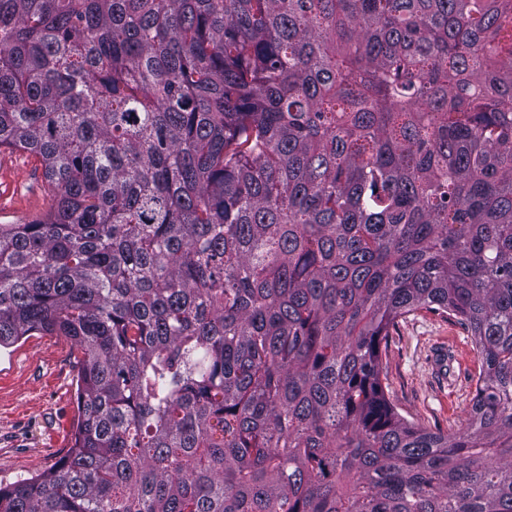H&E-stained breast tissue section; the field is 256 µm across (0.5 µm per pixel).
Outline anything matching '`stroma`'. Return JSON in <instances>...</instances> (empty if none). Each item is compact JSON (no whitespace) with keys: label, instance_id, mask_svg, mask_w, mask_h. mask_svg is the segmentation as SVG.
<instances>
[{"label":"stroma","instance_id":"stroma-1","mask_svg":"<svg viewBox=\"0 0 512 512\" xmlns=\"http://www.w3.org/2000/svg\"><path fill=\"white\" fill-rule=\"evenodd\" d=\"M52 194L40 160L0 152V224H26L46 214ZM445 348L448 363L435 369ZM81 355L62 336L37 334L0 347V484L53 467L72 446ZM386 394L410 421L454 431L470 416L481 369L472 336L437 313L400 319L382 355Z\"/></svg>","mask_w":512,"mask_h":512}]
</instances>
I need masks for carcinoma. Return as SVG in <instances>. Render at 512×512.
<instances>
[{"label": "carcinoma", "mask_w": 512, "mask_h": 512, "mask_svg": "<svg viewBox=\"0 0 512 512\" xmlns=\"http://www.w3.org/2000/svg\"><path fill=\"white\" fill-rule=\"evenodd\" d=\"M0 347L82 354L0 512H512V0H0ZM471 332L465 427L382 350ZM51 198L36 156L0 152V224H28L44 216ZM439 347L448 355L440 373L433 363ZM481 364L464 327L422 309L407 314L391 331L382 355V381L407 419L434 432L455 431L472 412Z\"/></svg>", "instance_id": "cac0c4a2"}]
</instances>
